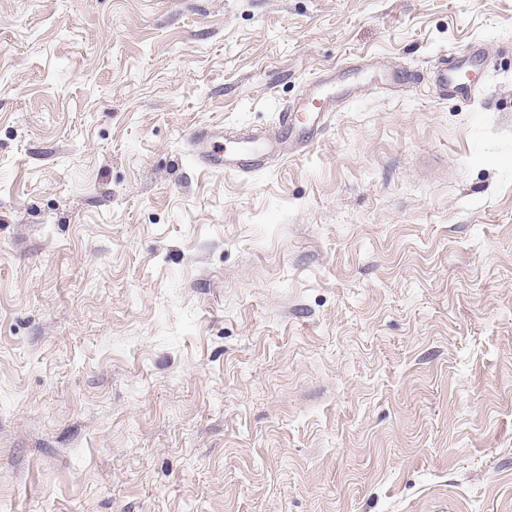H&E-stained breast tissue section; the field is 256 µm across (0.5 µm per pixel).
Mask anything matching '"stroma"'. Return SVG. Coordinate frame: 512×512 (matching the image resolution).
I'll return each instance as SVG.
<instances>
[{"mask_svg":"<svg viewBox=\"0 0 512 512\" xmlns=\"http://www.w3.org/2000/svg\"><path fill=\"white\" fill-rule=\"evenodd\" d=\"M0 504L512 512V0H0ZM311 108L305 113L307 122L309 125V137L305 142H308L309 139L313 137L315 133L321 131L328 123L329 118L331 116V112L333 110L328 105L326 99H323L318 94H315L310 99ZM224 129H197L190 133L191 152L210 170L244 174L258 165L267 152L269 136L264 132L252 134L232 146L223 144Z\"/></svg>","mask_w":512,"mask_h":512,"instance_id":"1","label":"stroma"}]
</instances>
